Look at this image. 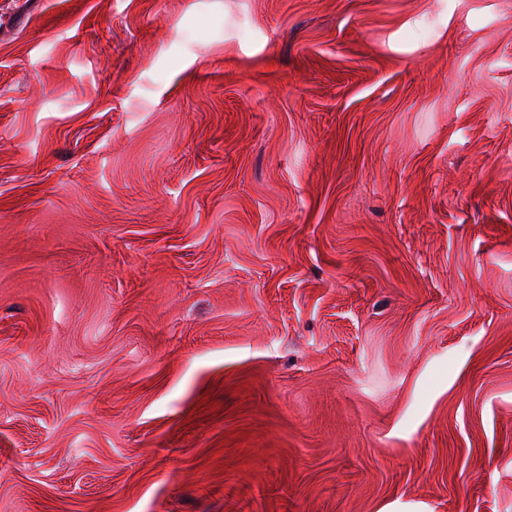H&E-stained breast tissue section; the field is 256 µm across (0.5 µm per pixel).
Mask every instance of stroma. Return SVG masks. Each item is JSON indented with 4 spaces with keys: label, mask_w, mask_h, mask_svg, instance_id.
<instances>
[{
    "label": "stroma",
    "mask_w": 512,
    "mask_h": 512,
    "mask_svg": "<svg viewBox=\"0 0 512 512\" xmlns=\"http://www.w3.org/2000/svg\"><path fill=\"white\" fill-rule=\"evenodd\" d=\"M0 512H512V0H0Z\"/></svg>",
    "instance_id": "1"
}]
</instances>
